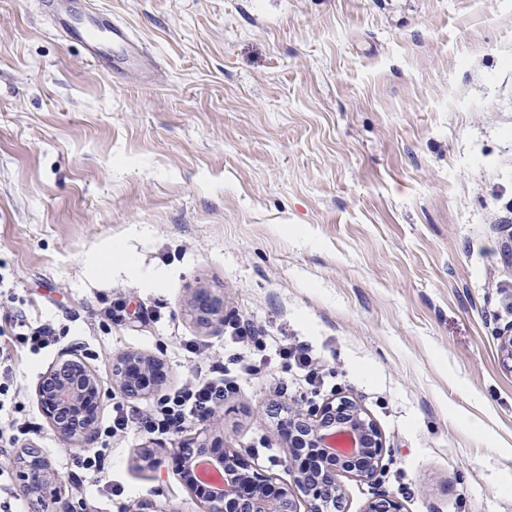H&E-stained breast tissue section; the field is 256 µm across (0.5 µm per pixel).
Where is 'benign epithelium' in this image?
Segmentation results:
<instances>
[{
  "instance_id": "1",
  "label": "benign epithelium",
  "mask_w": 512,
  "mask_h": 512,
  "mask_svg": "<svg viewBox=\"0 0 512 512\" xmlns=\"http://www.w3.org/2000/svg\"><path fill=\"white\" fill-rule=\"evenodd\" d=\"M223 309L214 297L190 305V312L201 324L212 323ZM502 361L512 370V324L499 332ZM74 350L62 352L38 387V402L57 436L70 445L83 447L96 435L95 409L104 397L98 377L83 368L79 379L65 378L66 368L75 363ZM158 360L129 353L112 364V379L130 397H145L160 392L150 381ZM277 432L294 442L302 439L308 451L322 454L315 472L296 468L292 482L275 486L272 477L254 470L236 451L224 446V439L183 441L173 449L186 470L196 458L211 459L224 476V485L209 486L200 495L202 512H345L339 476L348 473L360 479L376 477L383 451V440L375 423L347 396L334 397L306 413L288 412L278 423ZM249 487L241 495L239 484ZM20 493L36 503L49 498L54 512H74V505L61 491V480L39 449L30 448L20 460ZM364 512H403L396 498L380 494Z\"/></svg>"
}]
</instances>
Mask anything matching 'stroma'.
I'll return each instance as SVG.
<instances>
[{"mask_svg":"<svg viewBox=\"0 0 512 512\" xmlns=\"http://www.w3.org/2000/svg\"><path fill=\"white\" fill-rule=\"evenodd\" d=\"M94 2L144 41L153 75H106L40 0H0V322L19 299L64 329L16 367L26 412L40 417L68 349L97 355L100 421L152 407L113 386V361L156 357L181 386L236 353L241 316L311 345L329 374L311 392L267 347L209 422L113 439L122 493L89 483L83 500L201 512L167 457L216 431L288 482L275 407L342 393L385 440L376 480L340 476L346 512L380 491L404 512H512L496 338L512 323V0ZM199 291L223 320L193 319ZM108 294L130 320L96 323Z\"/></svg>","mask_w":512,"mask_h":512,"instance_id":"stroma-1","label":"stroma"}]
</instances>
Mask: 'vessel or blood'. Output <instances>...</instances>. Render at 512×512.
<instances>
[{
	"instance_id": "b4317fda",
	"label": "vessel or blood",
	"mask_w": 512,
	"mask_h": 512,
	"mask_svg": "<svg viewBox=\"0 0 512 512\" xmlns=\"http://www.w3.org/2000/svg\"><path fill=\"white\" fill-rule=\"evenodd\" d=\"M42 10L55 23L57 31L80 42L87 60L102 71H119L136 67L146 48L125 23L111 14L87 12L84 26L73 21L75 0H41Z\"/></svg>"
}]
</instances>
